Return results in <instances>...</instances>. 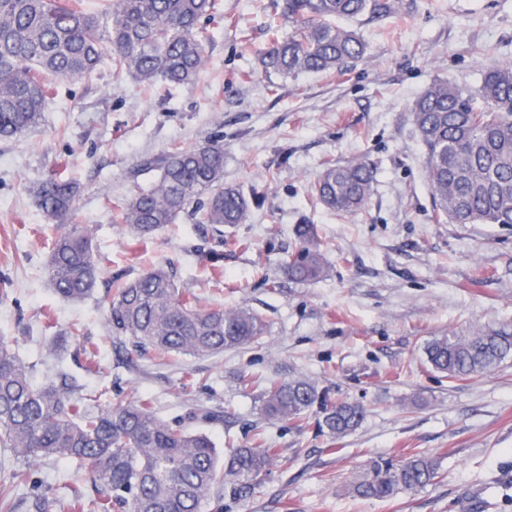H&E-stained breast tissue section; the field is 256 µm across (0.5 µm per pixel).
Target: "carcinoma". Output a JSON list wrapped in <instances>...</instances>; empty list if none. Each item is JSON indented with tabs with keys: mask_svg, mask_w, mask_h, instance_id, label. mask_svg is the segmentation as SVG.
<instances>
[{
	"mask_svg": "<svg viewBox=\"0 0 512 512\" xmlns=\"http://www.w3.org/2000/svg\"><path fill=\"white\" fill-rule=\"evenodd\" d=\"M291 30L275 40L263 64L283 74L347 70L368 45L338 18L390 15V0H282ZM224 16L218 0H106L89 11L80 0H0V138L36 128L52 92L48 77L90 74L101 66L143 85L194 82L205 65L206 24ZM413 117L425 151L435 219L453 224L512 226V66L484 72L473 95L448 82L432 84L415 102ZM159 171L148 189L113 206V219L137 236L188 219L211 236L242 224L250 201L224 185L223 137L148 160ZM375 174L364 161L321 165L310 201L338 214L365 208ZM44 216L61 228L46 279L62 298L80 303L102 275L93 240L74 223L76 186L49 178L35 188ZM296 244L282 265L295 282L328 279L333 267L315 225L295 229ZM107 322L116 346L131 341L141 352L210 357L248 345L263 335V319L246 307L202 309L197 296L178 287L170 264L158 265L117 289ZM428 363L450 378L480 376L512 356V330L483 327L469 334L434 337ZM101 394L83 391L66 375L35 385L27 368L0 341V447L23 466L0 474V512H12L14 488L30 469L54 458L89 468L96 496L74 497L79 512H203L224 494L248 495L266 479L280 453L261 445L231 448L219 457L213 441L179 422L159 419L147 399L100 405ZM268 420L316 418L322 433L342 437L361 425L365 408L332 402L307 378L272 381L262 391ZM440 465L425 452L397 461L372 460L348 487L360 499H389L436 483Z\"/></svg>",
	"mask_w": 512,
	"mask_h": 512,
	"instance_id": "cac0c4a2",
	"label": "carcinoma"
}]
</instances>
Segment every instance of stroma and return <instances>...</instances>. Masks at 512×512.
<instances>
[{"label":"stroma","mask_w":512,"mask_h":512,"mask_svg":"<svg viewBox=\"0 0 512 512\" xmlns=\"http://www.w3.org/2000/svg\"><path fill=\"white\" fill-rule=\"evenodd\" d=\"M391 15L347 25L368 44L346 72L284 75L262 64L290 27L275 0H220L206 63L195 83L148 91L103 68L57 80L38 128L0 140V339L34 382L64 371L103 403L150 399L165 420H184L218 449L265 439L281 461L252 495L211 501L206 512H512V358L454 381L433 370L435 336L512 326V226L436 222L415 101L447 81L478 92L487 68L512 64V0H392ZM224 137V181L262 203L223 241L183 220L149 236L112 218L115 202L149 188L145 159ZM362 159L376 171L364 210L339 215L312 205L305 188L325 160ZM79 184L76 221L88 225L102 278L73 305L46 283L58 232L34 187L48 177ZM298 224L315 225L334 268L297 283L281 266ZM220 250L221 261L210 253ZM173 262L201 307L245 306L266 322L255 342L211 357L165 360L116 348L107 297L151 264ZM80 335H70L71 326ZM305 376L332 399L363 405L351 434L266 420L265 381ZM220 410V420L199 416ZM423 451L440 481L387 500L346 489L375 457ZM70 502L94 480L66 461L33 468L16 512L36 491Z\"/></svg>","instance_id":"stroma-1"}]
</instances>
